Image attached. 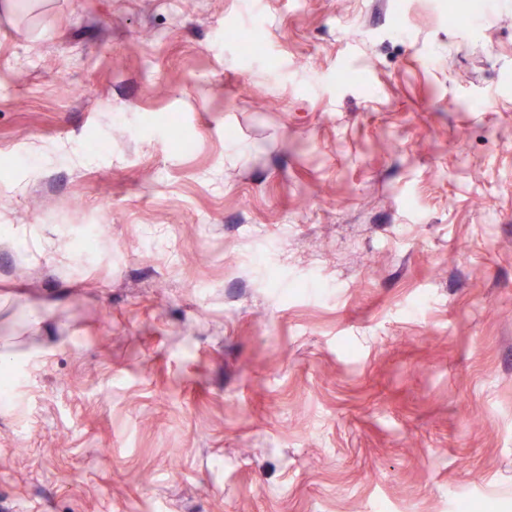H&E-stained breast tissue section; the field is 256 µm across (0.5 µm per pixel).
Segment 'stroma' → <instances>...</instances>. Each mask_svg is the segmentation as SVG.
Segmentation results:
<instances>
[{
	"label": "stroma",
	"mask_w": 512,
	"mask_h": 512,
	"mask_svg": "<svg viewBox=\"0 0 512 512\" xmlns=\"http://www.w3.org/2000/svg\"><path fill=\"white\" fill-rule=\"evenodd\" d=\"M468 2L0 11V512H512V0Z\"/></svg>",
	"instance_id": "stroma-1"
}]
</instances>
